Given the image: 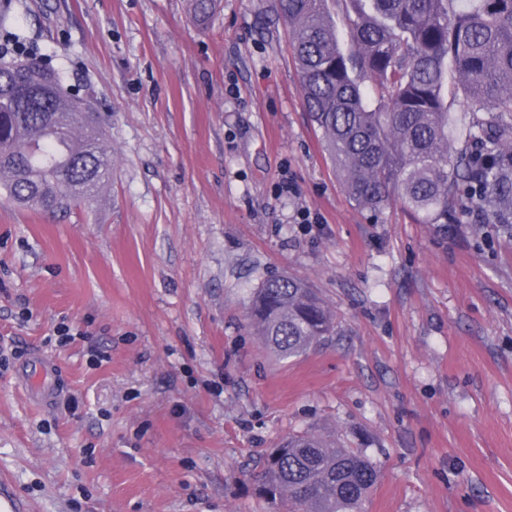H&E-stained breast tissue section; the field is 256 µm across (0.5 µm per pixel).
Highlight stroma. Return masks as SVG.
I'll list each match as a JSON object with an SVG mask.
<instances>
[{
    "mask_svg": "<svg viewBox=\"0 0 512 512\" xmlns=\"http://www.w3.org/2000/svg\"><path fill=\"white\" fill-rule=\"evenodd\" d=\"M0 0L105 118L110 181L57 217L0 198V499L18 512H270L296 432L363 449L365 512H512V235L344 192L271 0ZM273 274L334 336L280 360L246 320ZM74 334L59 346L56 329ZM60 389L36 403L37 356Z\"/></svg>",
    "mask_w": 512,
    "mask_h": 512,
    "instance_id": "35a3bbf8",
    "label": "stroma"
}]
</instances>
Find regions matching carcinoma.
I'll return each instance as SVG.
<instances>
[{"mask_svg":"<svg viewBox=\"0 0 512 512\" xmlns=\"http://www.w3.org/2000/svg\"><path fill=\"white\" fill-rule=\"evenodd\" d=\"M288 23L303 101L348 197L400 205L420 224H446L472 200L512 215V0H275ZM341 16L345 32L336 26ZM0 194L38 211L68 210L111 178L103 125L66 92L60 73L0 13ZM463 98L465 132H450ZM248 320L263 346L296 358L336 331L323 296L292 276L255 289ZM378 479L359 450L288 437L255 476L284 512H362Z\"/></svg>","mask_w":512,"mask_h":512,"instance_id":"cac0c4a2","label":"carcinoma"}]
</instances>
